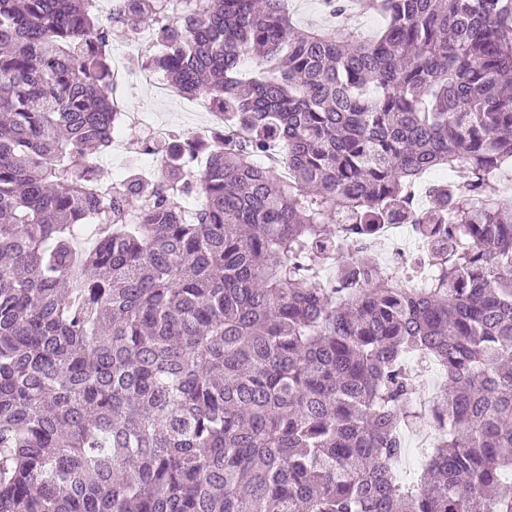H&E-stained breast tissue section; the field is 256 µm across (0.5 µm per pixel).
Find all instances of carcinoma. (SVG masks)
Instances as JSON below:
<instances>
[{
    "instance_id": "cac0c4a2",
    "label": "carcinoma",
    "mask_w": 512,
    "mask_h": 512,
    "mask_svg": "<svg viewBox=\"0 0 512 512\" xmlns=\"http://www.w3.org/2000/svg\"><path fill=\"white\" fill-rule=\"evenodd\" d=\"M125 2L0 0V512H512V0H360L370 38ZM116 27L229 121L138 142L150 182L97 164ZM438 169L469 187L421 208ZM394 221L424 288L374 255Z\"/></svg>"
}]
</instances>
